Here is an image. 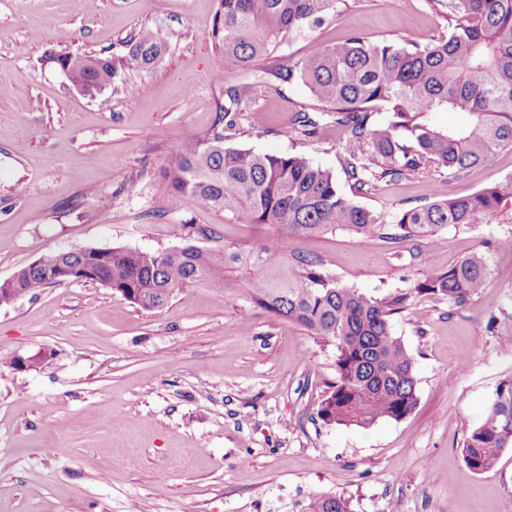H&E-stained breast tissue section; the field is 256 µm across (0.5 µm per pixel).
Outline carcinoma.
I'll list each match as a JSON object with an SVG mask.
<instances>
[{
    "label": "carcinoma",
    "mask_w": 512,
    "mask_h": 512,
    "mask_svg": "<svg viewBox=\"0 0 512 512\" xmlns=\"http://www.w3.org/2000/svg\"><path fill=\"white\" fill-rule=\"evenodd\" d=\"M340 0H219L215 42L224 60L249 67L267 59L285 36L320 24ZM446 9L448 33L427 42H371L353 35L332 45L312 43L297 60L274 59L267 71L280 79L299 78L317 104L298 111L292 129L304 136L334 123L347 135L343 158L350 193L341 191L333 171L303 154H262L224 147V129L183 147L161 177L170 193L222 212L238 224L277 230V250L288 257L300 238L348 230L362 239L428 240L452 224L467 226L497 213L512 190L490 185L466 196L448 195L403 210L388 232L381 215L356 198L386 179H408L430 171L460 178L503 148H512V0H437ZM151 29L134 37L125 56H52L80 91L98 92L120 69L148 70L165 53ZM266 86L224 90L223 122ZM390 112L383 123L372 114ZM460 111L467 124L439 127L430 114ZM49 261L80 264V249L53 253ZM98 283L145 310L167 305L174 291L203 284L237 291L251 303L334 342L338 379L320 401L316 415L327 424L368 429L399 421L416 408L414 358L391 330V317L424 297L456 305L489 285L485 257L473 253L448 270L427 276L407 291L383 298L342 285L316 257L297 256L288 269H274L270 246L255 239L246 247L212 250L187 245L161 253L106 248L97 265ZM45 268L30 263L18 270L14 298L58 286ZM512 448V380L496 389L483 422L470 430L463 460L476 474L494 467ZM305 512H349L341 496L316 495Z\"/></svg>",
    "instance_id": "1"
}]
</instances>
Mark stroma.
<instances>
[{"label":"stroma","instance_id":"35a3bbf8","mask_svg":"<svg viewBox=\"0 0 512 512\" xmlns=\"http://www.w3.org/2000/svg\"><path fill=\"white\" fill-rule=\"evenodd\" d=\"M218 0H0V279L36 259L80 248L164 252L220 249L261 237L166 190L160 170L208 137L224 89L263 77L266 64L225 62L212 35ZM157 32L163 59L122 71L90 98L52 62L74 53L127 52ZM435 0H358L274 54L358 34L374 42L429 40L446 31ZM265 77V76H264ZM268 79V78H267ZM313 102L297 79H268L234 113L224 144L302 153L340 188L346 137L333 124L313 138L288 121ZM512 182V149L459 180L384 181L360 197L392 219L430 197ZM136 193H128V184ZM175 224L216 229L176 237ZM512 201L471 226L430 240H367L339 230L306 238L341 284L382 297L485 256L488 288L467 303L423 297L391 319L415 360L417 406L371 428L327 424L317 406L335 383L336 348L237 292L176 290L146 311L96 282L54 286L0 306V512H302L311 496L344 497L350 512H512V449L483 474L462 457L468 432L512 379ZM47 352L40 367L11 358Z\"/></svg>","mask_w":512,"mask_h":512}]
</instances>
